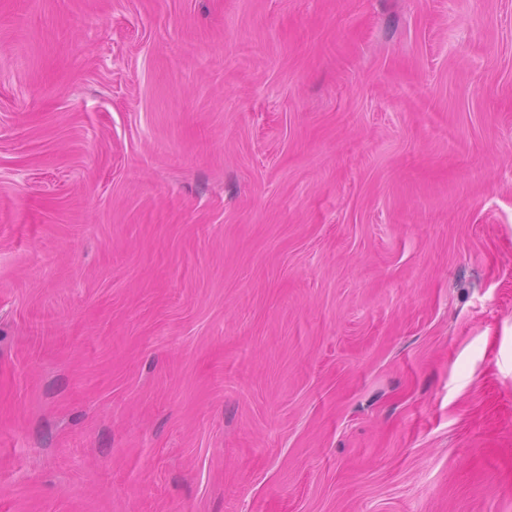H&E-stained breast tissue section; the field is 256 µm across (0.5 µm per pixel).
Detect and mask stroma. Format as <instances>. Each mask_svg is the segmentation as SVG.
Returning a JSON list of instances; mask_svg holds the SVG:
<instances>
[{"instance_id":"stroma-1","label":"stroma","mask_w":512,"mask_h":512,"mask_svg":"<svg viewBox=\"0 0 512 512\" xmlns=\"http://www.w3.org/2000/svg\"><path fill=\"white\" fill-rule=\"evenodd\" d=\"M0 512H512V0H0Z\"/></svg>"}]
</instances>
